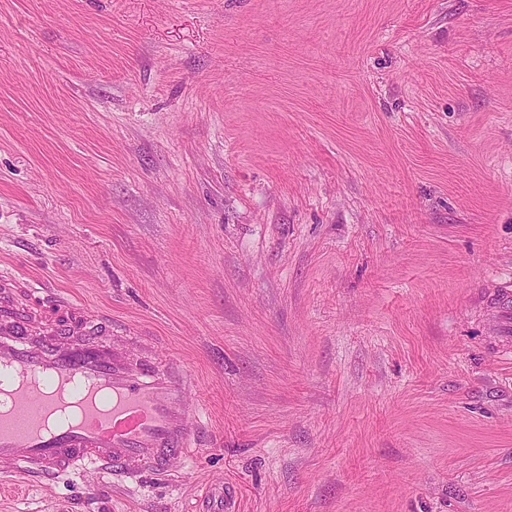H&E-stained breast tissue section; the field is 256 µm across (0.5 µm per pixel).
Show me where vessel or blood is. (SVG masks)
<instances>
[{
  "mask_svg": "<svg viewBox=\"0 0 512 512\" xmlns=\"http://www.w3.org/2000/svg\"><path fill=\"white\" fill-rule=\"evenodd\" d=\"M497 354L512 358V286L480 297ZM129 327L68 295L42 296L0 272V473L54 478L94 470L134 478L192 455L195 379L180 361L135 356ZM223 485L196 512H227Z\"/></svg>",
  "mask_w": 512,
  "mask_h": 512,
  "instance_id": "1",
  "label": "vessel or blood"
}]
</instances>
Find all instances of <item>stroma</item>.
Instances as JSON below:
<instances>
[{
	"label": "stroma",
	"mask_w": 512,
	"mask_h": 512,
	"mask_svg": "<svg viewBox=\"0 0 512 512\" xmlns=\"http://www.w3.org/2000/svg\"><path fill=\"white\" fill-rule=\"evenodd\" d=\"M0 269L199 379L166 475L0 512H512V0H0ZM512 285L495 284L486 287L480 302L494 318L496 353L512 358ZM228 504L224 483L210 485L197 500L196 512H233L236 508L229 507Z\"/></svg>",
	"instance_id": "1"
}]
</instances>
